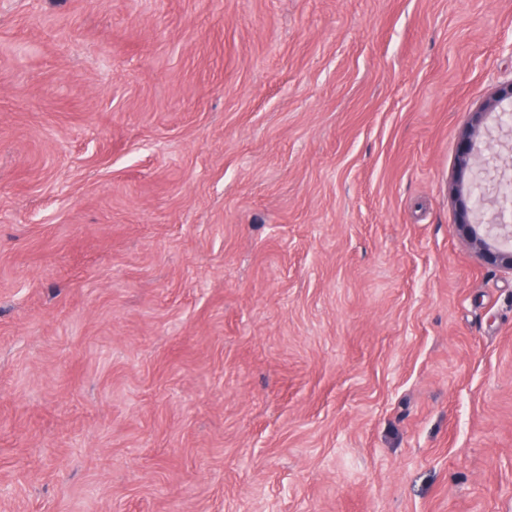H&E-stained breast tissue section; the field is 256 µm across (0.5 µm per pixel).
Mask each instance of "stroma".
<instances>
[{
	"label": "stroma",
	"mask_w": 512,
	"mask_h": 512,
	"mask_svg": "<svg viewBox=\"0 0 512 512\" xmlns=\"http://www.w3.org/2000/svg\"><path fill=\"white\" fill-rule=\"evenodd\" d=\"M511 79L512 0H0V512H512ZM512 100V80L503 83L496 90L492 100L479 111L473 113L469 131L462 139L459 177L461 178L457 192L463 189L462 178L469 172L467 186L468 197H475L473 207L461 203L458 226L471 241L483 260L491 265L500 266L512 271V246H497L489 236H479L475 226L478 214L483 209L482 200H489L496 206V214L490 220L489 227H504L506 214L512 211V174L511 165L504 161L500 154L490 152L488 156H480L475 152V141L471 136L478 130L483 116L491 111L499 102ZM510 171V175L508 174ZM490 193V196L487 194ZM492 240V241H491Z\"/></svg>",
	"instance_id": "obj_1"
}]
</instances>
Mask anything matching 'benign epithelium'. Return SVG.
Segmentation results:
<instances>
[{
    "instance_id": "7a95c632",
    "label": "benign epithelium",
    "mask_w": 512,
    "mask_h": 512,
    "mask_svg": "<svg viewBox=\"0 0 512 512\" xmlns=\"http://www.w3.org/2000/svg\"><path fill=\"white\" fill-rule=\"evenodd\" d=\"M505 100H512V80L500 85L492 100L473 113L470 129L462 139L459 176L469 174V182L466 187L458 186L457 192L467 189L468 197L475 198V202L471 207L461 204L458 226L486 263L512 271V246H498L490 237L478 235L475 228L484 200L496 206V214L489 222L491 228L503 226L506 214L512 211V165L504 161L498 153L478 155L472 139L483 116Z\"/></svg>"
}]
</instances>
